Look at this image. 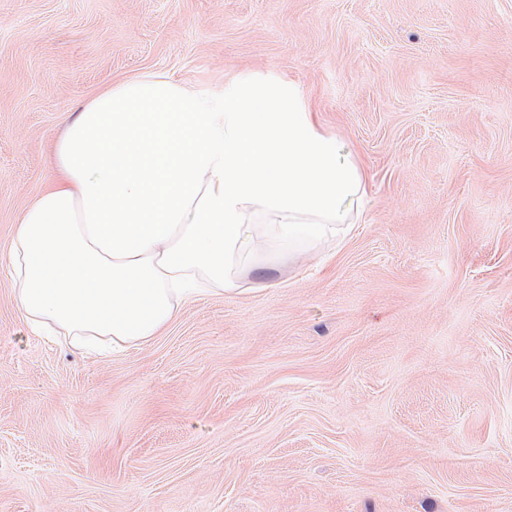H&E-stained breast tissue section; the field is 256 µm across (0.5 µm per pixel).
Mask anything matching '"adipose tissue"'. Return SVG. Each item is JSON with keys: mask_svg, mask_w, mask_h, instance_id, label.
I'll use <instances>...</instances> for the list:
<instances>
[{"mask_svg": "<svg viewBox=\"0 0 512 512\" xmlns=\"http://www.w3.org/2000/svg\"><path fill=\"white\" fill-rule=\"evenodd\" d=\"M54 166L8 257L27 322L75 347L148 341L193 283L235 290L258 253L344 239L365 212L361 163L293 85H242L220 105L164 74L106 87Z\"/></svg>", "mask_w": 512, "mask_h": 512, "instance_id": "adipose-tissue-1", "label": "adipose tissue"}]
</instances>
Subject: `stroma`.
I'll use <instances>...</instances> for the list:
<instances>
[{
  "label": "stroma",
  "mask_w": 512,
  "mask_h": 512,
  "mask_svg": "<svg viewBox=\"0 0 512 512\" xmlns=\"http://www.w3.org/2000/svg\"><path fill=\"white\" fill-rule=\"evenodd\" d=\"M157 72L295 83L366 219L88 354L6 253L74 112ZM0 512H512V0H0Z\"/></svg>",
  "instance_id": "stroma-1"
}]
</instances>
